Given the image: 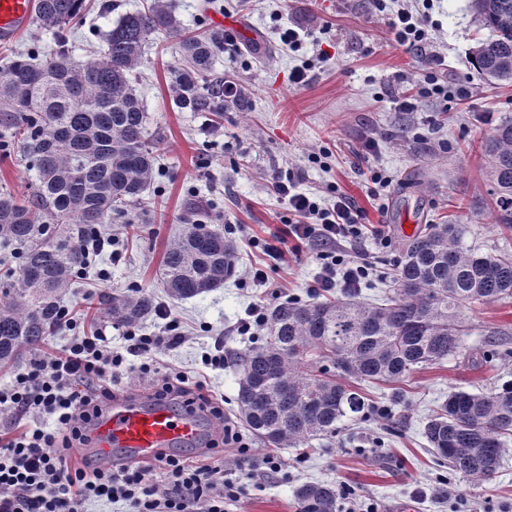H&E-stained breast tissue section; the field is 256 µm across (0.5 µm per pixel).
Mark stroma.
<instances>
[{
  "instance_id": "obj_1",
  "label": "stroma",
  "mask_w": 512,
  "mask_h": 512,
  "mask_svg": "<svg viewBox=\"0 0 512 512\" xmlns=\"http://www.w3.org/2000/svg\"><path fill=\"white\" fill-rule=\"evenodd\" d=\"M148 0H85L82 24L64 35L31 24L15 39L0 41V64L15 52L43 58L67 40L71 58L90 60V49L126 12ZM185 31L211 28L213 16L225 17L238 50L221 56L213 68L219 79L234 82L238 101H225L223 114L183 112L171 91L174 69L183 67L181 38L156 34L136 68V90L148 115L150 134L159 137L158 162L144 202L129 207L126 218H112L102 231L114 234L110 252L95 257L88 275L76 278L63 304L104 326L113 353L125 361L112 376L114 395L127 396L156 387L159 377L141 372L140 358L128 355L121 331L108 327L98 311L101 294L135 286L171 310L185 333L175 348L158 352L162 369L198 376L201 391L222 404L221 431L231 425L237 447L217 455L225 472H234L241 448L252 457H270L278 470H258L242 478V494L230 512H297L295 489L305 482L328 481L353 490L371 512H453L465 501L466 512H512V440L498 474L476 484L455 475L442 484L441 471L424 436L432 410L462 388L487 391L512 382V302L477 304L464 313L472 329L459 351L418 368L397 384L361 382L355 390L365 402L382 407L381 415L345 418L332 437H319L296 448H268L239 420L234 401L242 358L264 331L252 326L253 306L271 309L284 296L325 299L313 290L321 245L300 244L285 259L263 250L282 233L287 206L268 187L277 168L300 174L301 192L338 186L366 213L361 236L344 240L337 254L358 258L368 267L362 299L372 302L388 289L386 281L407 236L405 223L417 230L429 224L467 225L466 245L482 252L512 254V231L491 216L489 164L481 143L490 132L488 117H512V83L494 85L473 70L468 52L486 38L472 0H407L426 11L431 44L419 54L396 46L386 25L398 0H171ZM302 38V48L282 46L283 29ZM326 52L309 84H291V70L317 52ZM431 70L448 82V101L426 99L417 111L395 110L392 96L414 87L420 73ZM373 152H366L368 141ZM325 155L324 165L312 163ZM383 171L392 183L378 197L367 192L371 170ZM203 215L232 240L236 274L219 288L187 300L168 297L159 268L169 243L186 229L189 211ZM264 269L280 289L266 288L241 275ZM492 349V365H478ZM223 353L219 367L204 356Z\"/></svg>"
}]
</instances>
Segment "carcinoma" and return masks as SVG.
<instances>
[{
	"label": "carcinoma",
	"mask_w": 512,
	"mask_h": 512,
	"mask_svg": "<svg viewBox=\"0 0 512 512\" xmlns=\"http://www.w3.org/2000/svg\"><path fill=\"white\" fill-rule=\"evenodd\" d=\"M490 36L470 49L476 73L512 83V0H474ZM85 0H37L36 21L63 31L83 18ZM181 23L167 0L128 12L85 63L56 57L36 63L17 56L0 68V148L24 146L38 183L21 198L0 192V246L18 267L0 303V367L20 360L63 321L59 295L90 265L72 239L91 236L104 218L140 202L155 171L158 140L147 129L143 100L132 84L146 46ZM186 65L174 71L173 100L187 112H224V84L210 79L224 54V31L208 29L182 40ZM494 223L512 230V118L487 135ZM464 224H432L404 243L392 292L379 303L359 300L360 288L335 299L288 298L267 314L266 336L242 358L237 402L245 428L266 447L305 445L333 435L342 419L370 408L363 397L326 377L399 383L417 368L455 353L465 332L463 308L512 299V255L464 244ZM235 260L231 241L200 220L172 242L162 260L168 294L189 299L218 288ZM100 313L134 327L155 310L153 296L130 288L101 296ZM313 353L332 367L305 366ZM423 435L448 474L473 481L495 477L512 437V384L487 392L453 390L428 418ZM344 488L306 483L295 491L298 512H336Z\"/></svg>",
	"instance_id": "1"
}]
</instances>
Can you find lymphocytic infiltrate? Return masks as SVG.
<instances>
[{
	"instance_id": "1",
	"label": "lymphocytic infiltrate",
	"mask_w": 512,
	"mask_h": 512,
	"mask_svg": "<svg viewBox=\"0 0 512 512\" xmlns=\"http://www.w3.org/2000/svg\"><path fill=\"white\" fill-rule=\"evenodd\" d=\"M397 45L419 52L430 39L422 16L407 7L388 15ZM293 171L273 172L270 189L288 205L287 229L267 244V254L282 258L289 241L318 242L336 248L356 233L364 211L343 193L333 203L297 190ZM104 332L79 336L65 355L37 354L16 374L0 410L16 415L51 416L52 429L36 428L0 445V512H83L89 499L128 503L132 512H226L239 500L236 481L218 478L206 462L224 435L206 442L203 462L188 463L172 454L156 457L159 483L145 480L146 469L119 462L112 466L69 467L68 453L89 444V424L112 391L105 380L123 358L107 348Z\"/></svg>"
}]
</instances>
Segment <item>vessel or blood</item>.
I'll return each mask as SVG.
<instances>
[{
	"label": "vessel or blood",
	"mask_w": 512,
	"mask_h": 512,
	"mask_svg": "<svg viewBox=\"0 0 512 512\" xmlns=\"http://www.w3.org/2000/svg\"><path fill=\"white\" fill-rule=\"evenodd\" d=\"M33 17L34 0H0V40L14 39ZM208 431L197 410L165 399L127 396L112 401L93 421L87 454L104 465L118 454L149 459L161 452L197 449Z\"/></svg>",
	"instance_id": "b4317fda"
}]
</instances>
